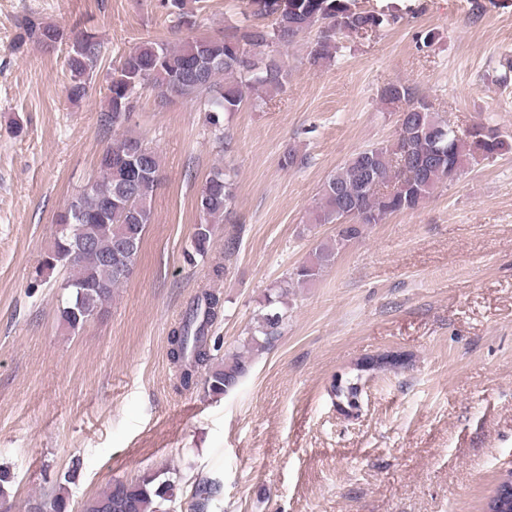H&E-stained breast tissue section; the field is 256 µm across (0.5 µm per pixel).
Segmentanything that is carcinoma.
<instances>
[{"label":"carcinoma","instance_id":"carcinoma-1","mask_svg":"<svg viewBox=\"0 0 512 512\" xmlns=\"http://www.w3.org/2000/svg\"><path fill=\"white\" fill-rule=\"evenodd\" d=\"M187 0H158L178 26H192L185 11ZM241 18L227 26L220 40L193 37L181 45L148 39L121 56L110 74L101 121L121 127L129 121L142 89L152 87L164 97L189 99L207 112L209 124L220 128V114L236 112L250 95L267 103L279 94L288 78V60L280 48L293 43L313 27L319 36L309 47L311 67L321 68L336 57L341 39L351 35L369 36L397 22L392 14L355 8L353 0H247ZM18 42L33 39L53 47L69 44L64 59L71 100L86 94L96 69L101 43L94 35L81 32L68 35L60 27L36 19L22 24ZM381 99L401 107L396 139L371 145L351 156L323 183L313 223L336 225V239L319 244L310 258L295 268L273 292L265 295L261 312L255 318L243 350L214 357L209 331L221 312V298L215 290L201 291L187 306L170 336V358L178 369L181 387L188 389L197 374L204 373V385L214 395L234 391L249 371L251 355L264 350L288 320L289 288L317 280L336 263L346 244L362 237L364 229L356 225L379 224L388 215L413 211L431 195L438 184L453 180L464 164L492 159L512 149V143L500 129L478 124L460 134L432 105L405 82L389 83L381 90ZM141 150L138 165L143 175L131 179L126 173L127 149ZM99 175L73 195L55 216V226L81 224L94 247L69 262L72 241L62 231H54V242L43 257L37 274L61 267L69 275L61 283L67 291L61 309L64 325L75 331L86 324L87 314L101 311L112 301V289L130 279L103 256L128 243L123 264L133 270L141 252L146 225L151 223V201L160 184L161 159L141 136L128 130L113 139L98 159ZM112 201V209L103 212V204ZM235 194L231 176L221 167L214 168L197 197L199 222L192 236L194 255L208 252L215 225L231 220ZM389 365L362 361L356 374L336 377L331 395L336 406L351 412L359 408L363 374L385 371ZM159 469L144 473L137 481L115 479L98 495L87 499L82 512H170L175 482ZM220 492V483L203 479L195 485L194 512H204L210 500ZM69 495L60 489L50 501L35 498L28 512H69Z\"/></svg>","mask_w":512,"mask_h":512}]
</instances>
